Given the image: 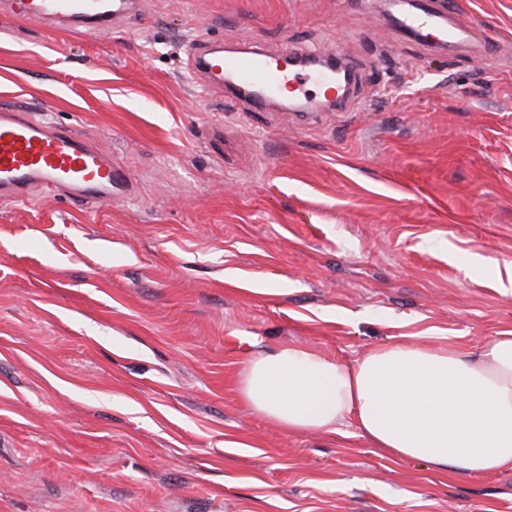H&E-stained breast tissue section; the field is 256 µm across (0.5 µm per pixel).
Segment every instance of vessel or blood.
Wrapping results in <instances>:
<instances>
[{
	"instance_id": "b4317fda",
	"label": "vessel or blood",
	"mask_w": 512,
	"mask_h": 512,
	"mask_svg": "<svg viewBox=\"0 0 512 512\" xmlns=\"http://www.w3.org/2000/svg\"><path fill=\"white\" fill-rule=\"evenodd\" d=\"M11 16L29 23L52 20L76 23L90 19L115 21L127 11V0H9ZM194 76L203 78L211 94L224 91V74L232 72L242 83L285 89L300 94L306 81L333 91L331 73L310 79L280 68L271 56L248 54L225 57L205 41H198L189 60ZM132 177L117 169L97 143L80 133L64 130L31 114L0 107V195L27 197L37 187L72 192L85 200L123 198L131 193Z\"/></svg>"
}]
</instances>
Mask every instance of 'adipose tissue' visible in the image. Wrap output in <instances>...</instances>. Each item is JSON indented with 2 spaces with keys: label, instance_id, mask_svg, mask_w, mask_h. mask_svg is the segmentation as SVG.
Segmentation results:
<instances>
[{
  "label": "adipose tissue",
  "instance_id": "obj_1",
  "mask_svg": "<svg viewBox=\"0 0 512 512\" xmlns=\"http://www.w3.org/2000/svg\"><path fill=\"white\" fill-rule=\"evenodd\" d=\"M244 401L291 432L360 436L453 475L512 470V336L471 352L400 340L346 363L285 344L253 357Z\"/></svg>",
  "mask_w": 512,
  "mask_h": 512
}]
</instances>
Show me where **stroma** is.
I'll use <instances>...</instances> for the list:
<instances>
[{
  "label": "stroma",
  "mask_w": 512,
  "mask_h": 512,
  "mask_svg": "<svg viewBox=\"0 0 512 512\" xmlns=\"http://www.w3.org/2000/svg\"><path fill=\"white\" fill-rule=\"evenodd\" d=\"M133 0L114 27L0 35V105L95 139L126 198H0V512H512V471L451 477L354 423L246 405L288 342L345 362L512 332V0ZM349 59L306 112L210 96L197 40Z\"/></svg>",
  "instance_id": "1"
}]
</instances>
